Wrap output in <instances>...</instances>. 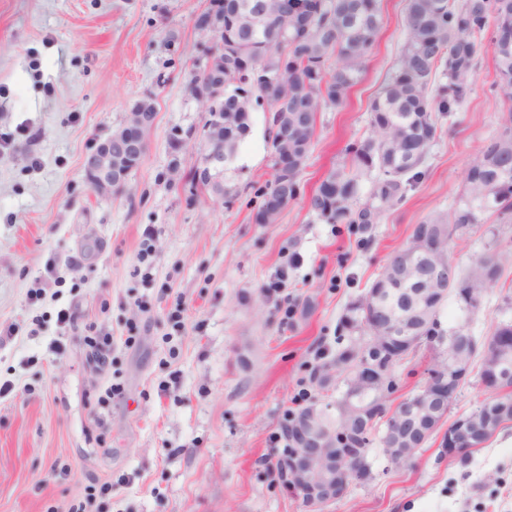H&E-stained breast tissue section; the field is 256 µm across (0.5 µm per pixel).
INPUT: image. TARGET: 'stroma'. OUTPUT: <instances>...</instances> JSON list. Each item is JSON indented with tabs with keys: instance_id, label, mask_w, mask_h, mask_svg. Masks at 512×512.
Returning a JSON list of instances; mask_svg holds the SVG:
<instances>
[{
	"instance_id": "stroma-1",
	"label": "stroma",
	"mask_w": 512,
	"mask_h": 512,
	"mask_svg": "<svg viewBox=\"0 0 512 512\" xmlns=\"http://www.w3.org/2000/svg\"><path fill=\"white\" fill-rule=\"evenodd\" d=\"M208 0H0V512H69L111 485L102 512H304L269 470L284 411L336 349L347 304L425 217L448 213L483 142L508 117L485 50L462 112L441 119L427 176L357 247L313 222L307 197L369 132L368 105L405 37L406 0H381L383 28L360 83L319 114L305 196L257 221L244 187L274 174L266 115L228 169L207 164L209 114L191 83L216 41ZM152 99L145 153L101 194L85 157ZM503 274L472 316L485 342L512 321V224ZM279 280L276 295L266 291ZM81 316L61 325L60 310ZM112 337V363L86 360L83 328ZM419 348L396 367L395 409L427 379ZM122 387L109 407L95 394ZM372 478L323 512H512V426L448 452L434 433L411 467L380 444Z\"/></svg>"
}]
</instances>
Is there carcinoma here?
<instances>
[{
    "mask_svg": "<svg viewBox=\"0 0 512 512\" xmlns=\"http://www.w3.org/2000/svg\"><path fill=\"white\" fill-rule=\"evenodd\" d=\"M406 34L402 50L387 83L370 102L369 134L348 145V162L331 172L309 197V212L323 224H347L366 233L383 212L403 204L409 192L424 180V164L438 119L463 110L473 91L479 59L485 45L493 47L497 80L494 88L512 107V0H407ZM206 11L224 20L212 65H205L194 83L210 88L222 114L224 147L209 143V160L223 150L224 161L237 154L251 132V114L268 112L267 143L274 165L288 157V181L275 173L262 185H246L262 199L258 216L275 220L272 201L282 208L302 195L301 171L316 133L319 113L338 109L364 71L366 57L381 31L380 0H209ZM370 182L360 200L362 180ZM496 216L512 223V124L487 139L471 163L466 188L447 214L426 217L412 231L370 289L383 288L382 308L392 322L399 321L412 285L393 280L395 266L411 253L426 226L428 240L440 250L448 240L474 224ZM502 254L489 247L481 258L458 270L463 298L448 294L457 307L476 311L486 290L501 277ZM352 338L332 356L317 350L311 375L336 371V389H347L364 338L382 333L364 298L351 302L342 320ZM487 398L506 405L496 424L472 447H483L512 422V379L484 385ZM347 420L315 421L317 435L327 439Z\"/></svg>",
    "mask_w": 512,
    "mask_h": 512,
    "instance_id": "obj_1",
    "label": "carcinoma"
}]
</instances>
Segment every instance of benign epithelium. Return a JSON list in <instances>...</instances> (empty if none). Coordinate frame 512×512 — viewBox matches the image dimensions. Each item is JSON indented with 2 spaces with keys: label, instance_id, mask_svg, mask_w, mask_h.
<instances>
[{
  "label": "benign epithelium",
  "instance_id": "obj_1",
  "mask_svg": "<svg viewBox=\"0 0 512 512\" xmlns=\"http://www.w3.org/2000/svg\"><path fill=\"white\" fill-rule=\"evenodd\" d=\"M154 113L141 112L136 122H128L116 130L104 142L91 152L84 161L86 181L101 193H107L114 186L124 181L126 175L135 165L138 151L143 146L146 132L152 125ZM418 250L425 253L422 264L404 262L400 265L399 275L410 272L441 298L453 288L458 287L454 269L448 266L447 258H439L433 249L425 246V238L419 239ZM425 312L416 311L406 315L403 320L385 329L383 344L375 340L365 343V348L377 352L374 357L365 356L360 361L361 377L350 387L351 395L362 391L374 390L379 395H389L397 388L394 371L381 368L379 363L385 359L392 364L415 349L423 337L416 334L419 322L424 320ZM469 330V319L457 323L442 336H433L431 340L437 350L449 349L448 368L441 376L443 380H463L469 377L470 365L464 363L456 354L457 337ZM457 389L450 387L442 392L429 385L422 386L403 405L402 415L385 427L383 447L387 455L396 457L411 452L406 442L400 437V431L409 423L421 421L424 424L423 435L432 433L438 426V411L451 404ZM380 416L376 408L355 407L350 421L357 428L341 432L339 447L315 449L311 439L312 431L306 424H298L281 434L278 448L272 457V468L277 479L289 494L302 500L306 512H319L325 505L342 498L349 488V478L353 467H361V460L354 455V448L359 444L367 427ZM473 422L464 419L448 430V444L455 448L466 449L471 445L470 433Z\"/></svg>",
  "mask_w": 512,
  "mask_h": 512
}]
</instances>
